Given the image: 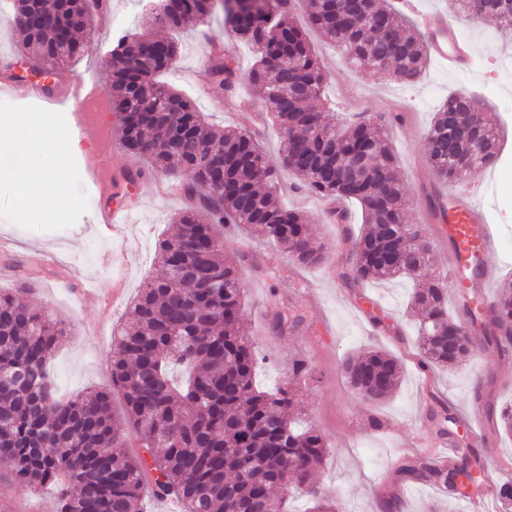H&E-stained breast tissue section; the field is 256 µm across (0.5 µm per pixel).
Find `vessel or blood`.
<instances>
[{
  "mask_svg": "<svg viewBox=\"0 0 512 512\" xmlns=\"http://www.w3.org/2000/svg\"><path fill=\"white\" fill-rule=\"evenodd\" d=\"M417 23L427 37L431 54L439 61L455 67L462 63L470 45L460 39L456 24L442 11L419 10ZM102 87L94 82L74 79L64 96V102L75 116H82L89 105L101 98ZM484 185L467 182L464 188L440 189L446 211L430 214L440 240L448 244L449 281L459 299L469 308V332L479 335L481 322L489 307L492 278L489 259L497 250V239L480 202ZM100 225L114 237H122L126 228L124 208L101 207Z\"/></svg>",
  "mask_w": 512,
  "mask_h": 512,
  "instance_id": "obj_1",
  "label": "vessel or blood"
}]
</instances>
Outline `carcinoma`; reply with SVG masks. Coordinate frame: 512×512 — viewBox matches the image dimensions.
Wrapping results in <instances>:
<instances>
[{
  "label": "carcinoma",
  "instance_id": "1",
  "mask_svg": "<svg viewBox=\"0 0 512 512\" xmlns=\"http://www.w3.org/2000/svg\"><path fill=\"white\" fill-rule=\"evenodd\" d=\"M90 2L12 0L15 14L28 18L22 51L33 67L51 77L84 53L75 32L91 24ZM254 2L248 14L227 11L225 17L257 51L249 78L284 133L277 167L250 131L209 126L194 102L159 79L178 53L180 33L211 15L214 0H169L159 23L170 38L125 34L110 54L108 93L125 146L152 172L182 176L180 190L190 201L171 237L156 245L164 275L144 283L112 332V387L62 398L47 364L67 335L65 324L29 306L19 289L0 291V468L24 489L53 487L55 512H144L148 491L175 497L183 512H286L287 500L274 495L276 489L299 492L313 504L311 512H342L314 480L327 455L323 438L300 422L298 385L313 379L312 364L295 356L281 387L257 389L259 356L238 327L247 288L238 264L224 261V239L216 234L219 226L242 224L301 265L323 261L303 213L279 199L280 168L309 192L360 206L365 226L349 267L355 280L425 279L409 297L418 313L420 368H452L474 345L465 320L448 312L447 276L426 274L433 247L407 220L408 197L382 119L364 116L341 129L327 124L326 75L295 21L293 0ZM492 2L452 0L461 19L490 18L512 31V5L495 9ZM302 9L312 28L345 43L358 68L404 84L422 76L426 42L385 0H302ZM359 13L380 20L382 34L365 33L355 20ZM276 58L310 91L300 94L274 75L270 60ZM213 75L235 90L229 62L216 61ZM469 100L463 92L450 95L433 113L428 160L441 184L469 178L499 156L465 159L448 152L450 130H478L499 144V118L470 109ZM349 154L365 156L366 164L357 178L343 180L337 164ZM489 316L512 337V283L502 287ZM303 321L292 307L275 312L280 329ZM344 372L364 401L377 404L394 394L401 364L374 349L349 358ZM114 390L139 438L134 454L112 416ZM397 473L457 497L477 496L486 483L485 467L468 444L450 464L425 458L399 465Z\"/></svg>",
  "mask_w": 512,
  "mask_h": 512
}]
</instances>
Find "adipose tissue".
Returning <instances> with one entry per match:
<instances>
[{
    "mask_svg": "<svg viewBox=\"0 0 512 512\" xmlns=\"http://www.w3.org/2000/svg\"><path fill=\"white\" fill-rule=\"evenodd\" d=\"M53 134L54 128L46 114L37 118L19 115L7 132L0 133V181H9L15 185L14 204L19 215H26L38 207H51L65 195L60 166L65 155L77 150V142L64 141L42 169L36 170L28 165L32 148L43 144ZM40 179L46 182L47 191L36 197L31 194L29 186Z\"/></svg>",
    "mask_w": 512,
    "mask_h": 512,
    "instance_id": "1",
    "label": "adipose tissue"
}]
</instances>
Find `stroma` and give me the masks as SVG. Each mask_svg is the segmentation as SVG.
I'll return each mask as SVG.
<instances>
[{
    "mask_svg": "<svg viewBox=\"0 0 512 512\" xmlns=\"http://www.w3.org/2000/svg\"><path fill=\"white\" fill-rule=\"evenodd\" d=\"M108 12H95L87 37L93 44L87 53L65 66L53 84L63 90L75 77L94 72L101 85L109 83L108 59L122 32L132 31L167 37L155 25L144 0H110ZM470 44L473 66L466 71L449 70L447 64L431 60L418 82L402 85L374 71H359L343 49L308 31L307 38L326 74L325 116L356 118L359 114H401L391 123L387 136L408 193L411 222L419 221L425 196L436 188L428 163L426 144L431 114L454 92L474 96L484 111L498 112L503 102H512V73L503 74L500 60H512V38L496 28L495 21L478 25L459 23ZM21 30L10 15L0 13V86L12 83L11 91L0 89V130L14 117L40 116L41 108L26 98L20 82ZM222 45V56L236 61L239 73L236 92L210 77V42ZM255 52L224 25L223 11L191 25L179 38V52L167 79L190 98L209 123L225 127L258 129L270 161H277L278 129L269 120L268 109L253 90L248 73ZM93 119L105 129L104 142L84 140L79 152L70 154L63 169L68 200L60 206L31 213L19 220L13 204V189L0 183V289H23V298L36 307L50 309L64 321L67 334L55 352L48 373L62 396L104 388L111 383L112 328L125 307L112 302L113 250L125 251L128 267L122 275L124 297L132 299L144 281L161 275L154 258L156 241L171 233L174 217L188 207L183 194L174 190L179 179L143 172L139 156L125 148L110 100H103ZM502 159L481 170L487 194L499 202L494 220L501 227V253L490 259L494 282L512 277V122L506 126ZM116 176L114 199L133 214L123 240L101 236L93 216L98 208L95 183ZM281 198L288 207L302 210L314 240L326 248V260L315 268H303L273 243L245 234L224 239V258L236 260L238 251L255 256L254 266L242 276L250 297L241 317L244 335L255 343L260 357L256 383L278 388L287 372L288 359L306 355L315 366L319 383L299 392L310 424L324 437L328 455L315 479L343 512H386V504L398 497L405 512H497L490 496L478 502L448 498L428 483L401 480L396 467L401 460L444 452L441 439L426 407H442L456 419V431L472 425L484 440L474 452L489 472L492 484L512 481V437L497 428L498 411L512 403V351L503 353L486 339H479L471 356L448 370H421L415 360L417 322L406 309L412 283L357 282L347 277L351 236L361 226L360 212L350 224L330 223L320 197L301 190L295 177L283 174ZM278 279L281 300L305 317L296 330L273 331L268 315L269 284ZM383 349L404 364V376L395 396L369 408L351 389L343 364L359 351ZM376 417L380 430L366 427L367 417ZM0 502L14 512H53L49 490L31 492L18 487L0 469Z\"/></svg>",
    "mask_w": 512,
    "mask_h": 512,
    "instance_id": "obj_1",
    "label": "stroma"
}]
</instances>
